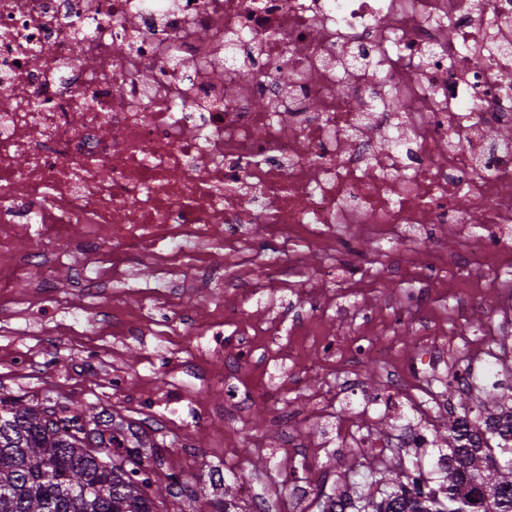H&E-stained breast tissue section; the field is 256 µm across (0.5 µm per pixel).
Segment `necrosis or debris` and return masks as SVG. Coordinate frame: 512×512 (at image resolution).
I'll return each instance as SVG.
<instances>
[{
  "instance_id": "necrosis-or-debris-1",
  "label": "necrosis or debris",
  "mask_w": 512,
  "mask_h": 512,
  "mask_svg": "<svg viewBox=\"0 0 512 512\" xmlns=\"http://www.w3.org/2000/svg\"><path fill=\"white\" fill-rule=\"evenodd\" d=\"M0 94V256L17 259L0 269V296L26 276L50 284L61 237L81 255L76 278L117 300L139 259L158 274L142 290L157 359L180 356L182 372L223 346L225 321L257 291L225 289L200 346L173 325L181 298L168 285L217 275L220 255L256 256L251 224L289 254L314 241L330 256L338 224L383 241L405 224H481L482 256L454 266L512 269V0H0ZM395 129L402 146L380 150ZM421 301L407 295L394 321L423 334L418 368L390 346L332 336L280 361L383 357L388 391L429 409L435 394L410 384L438 370L448 338L420 318ZM256 362L244 336L221 364L225 416Z\"/></svg>"
}]
</instances>
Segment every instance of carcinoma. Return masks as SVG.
<instances>
[{"label":"carcinoma","instance_id":"1","mask_svg":"<svg viewBox=\"0 0 512 512\" xmlns=\"http://www.w3.org/2000/svg\"><path fill=\"white\" fill-rule=\"evenodd\" d=\"M459 394L460 417L473 411V391L484 386L470 369ZM458 419L448 420L451 457L434 489L397 460L392 468L370 467L386 489L347 502L355 512H512V424L488 426L461 442ZM112 428V413L69 400L30 402L0 394V512H155L164 492L183 493L180 476L161 487L152 474L168 466L165 456L135 436L133 446ZM190 512H228L222 499L193 494Z\"/></svg>","mask_w":512,"mask_h":512}]
</instances>
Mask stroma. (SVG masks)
I'll list each match as a JSON object with an SVG mask.
<instances>
[{
    "mask_svg": "<svg viewBox=\"0 0 512 512\" xmlns=\"http://www.w3.org/2000/svg\"><path fill=\"white\" fill-rule=\"evenodd\" d=\"M481 228H473L470 238H463L454 224L437 225L431 233L410 232L406 241L398 243V250L407 253L409 260L418 265L421 273L415 284L424 290V313L444 311L442 326L449 337L459 336L463 331H477L480 325L491 319L490 311L472 315L466 320L457 319L452 311L453 299L438 293V282L430 266L434 253H454L477 247ZM355 247L361 253L359 264L350 269L347 276H340L338 269L344 266V258H336L335 272H325L320 286L333 303L317 319L314 329L339 340L350 335L365 336L379 342L395 343L405 362L414 361L423 348V341L414 328L404 333L392 329V308L399 305L409 281L388 276L386 258L389 244L358 234L355 228H348ZM52 249L59 258L55 287L44 289L43 303L54 310L52 317L37 313L21 315L14 313L11 305L0 301V314L7 315L9 333H0V393L7 396H21L28 400L40 401L51 397L58 401L75 400L98 408L116 410L120 404L105 387L113 368H123L131 383L144 394L160 397L167 394L177 382H184L185 388L197 402L199 410L208 417H216L223 403L220 392L214 391L206 375L183 377L174 369H160L152 366L151 359L159 343L157 337L142 334L136 336H96L99 314L112 308V292L105 289L92 294L75 287L73 269L75 253L70 240L59 239ZM367 289L366 305L375 313L369 322L352 320L347 312L348 299L340 295L341 288L348 283ZM300 296L285 292L274 296H263L260 305H244L236 322L224 328V348L232 350L240 334L250 332L254 324L271 322L285 328L290 338L302 337L299 324L284 312L286 306H300ZM93 339L99 346L95 363H82L78 353L81 342ZM260 349V368L271 375L275 388L267 394L256 393L245 388L244 399L248 409L233 427L239 444L230 451L214 447L212 431L208 427L195 428L193 434H185L175 425H162L160 420L143 416L135 411L126 412L124 426L131 430L149 432L151 440L158 444L169 463L180 468V479L189 486L209 485L214 474L224 476L230 486L241 483L262 485L274 476L265 456L266 451L276 453L278 459L289 455L288 449L278 447V438L270 427V417L277 401L287 402L292 408L304 409L309 393L328 390L333 396V412L338 419L354 421L372 438L388 439L390 445L400 441V430L406 422L405 416L396 417L364 412L361 395L345 392L347 364L337 363L322 371L292 382L287 373L278 370L273 362L277 344L271 336L257 335ZM26 352L32 359L27 373H15L11 357L17 352ZM301 446L324 445L325 453L314 456L312 463L320 467L322 477L316 488L321 496H328L336 489L337 476H353L357 466L368 463L387 464L388 454L378 448H366L357 461L343 455L335 443L326 441L321 424L313 419L302 420L297 428Z\"/></svg>",
    "mask_w": 512,
    "mask_h": 512,
    "instance_id": "1",
    "label": "stroma"
}]
</instances>
